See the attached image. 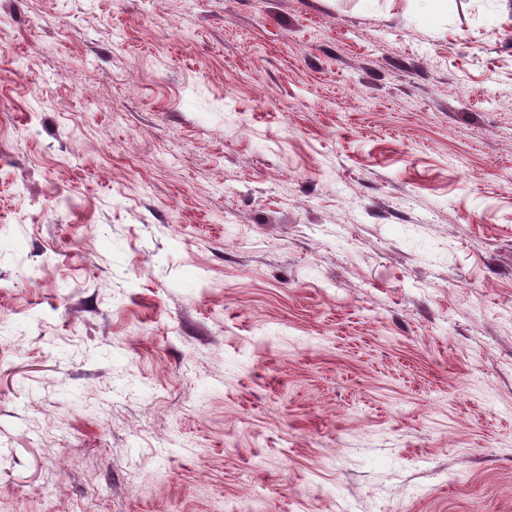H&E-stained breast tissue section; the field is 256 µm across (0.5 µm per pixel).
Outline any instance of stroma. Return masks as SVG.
I'll return each mask as SVG.
<instances>
[{
    "label": "stroma",
    "instance_id": "obj_1",
    "mask_svg": "<svg viewBox=\"0 0 512 512\" xmlns=\"http://www.w3.org/2000/svg\"><path fill=\"white\" fill-rule=\"evenodd\" d=\"M0 512H512V0H0Z\"/></svg>",
    "mask_w": 512,
    "mask_h": 512
}]
</instances>
